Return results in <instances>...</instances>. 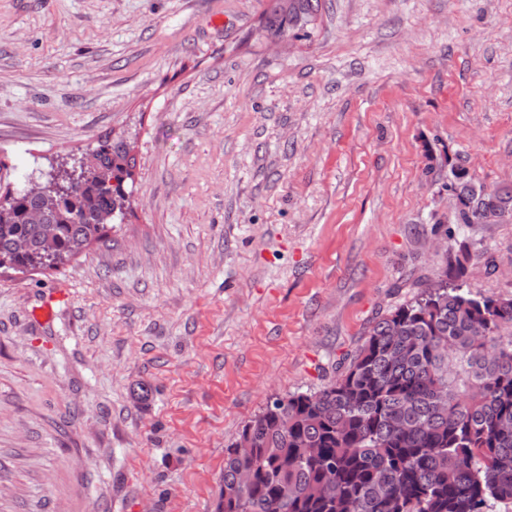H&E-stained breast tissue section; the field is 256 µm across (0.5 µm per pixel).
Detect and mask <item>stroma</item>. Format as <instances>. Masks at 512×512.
<instances>
[{
  "mask_svg": "<svg viewBox=\"0 0 512 512\" xmlns=\"http://www.w3.org/2000/svg\"><path fill=\"white\" fill-rule=\"evenodd\" d=\"M268 5L0 0V195L134 159L103 240L0 268V512H214L242 427L437 275L449 162L512 184V0H322L284 45ZM454 247L512 298V222Z\"/></svg>",
  "mask_w": 512,
  "mask_h": 512,
  "instance_id": "obj_1",
  "label": "stroma"
}]
</instances>
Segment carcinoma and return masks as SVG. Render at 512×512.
<instances>
[{"instance_id": "cac0c4a2", "label": "carcinoma", "mask_w": 512, "mask_h": 512, "mask_svg": "<svg viewBox=\"0 0 512 512\" xmlns=\"http://www.w3.org/2000/svg\"><path fill=\"white\" fill-rule=\"evenodd\" d=\"M321 0L275 3L265 31L298 36ZM454 223L512 217V185L488 188L451 166ZM90 185L62 173L60 203L15 192L0 212V264L57 265L103 238L122 212L128 152L94 155ZM466 258L376 319L317 391L276 398L224 452L223 512H498L512 502V298L474 297ZM252 448L235 451L239 443Z\"/></svg>"}]
</instances>
